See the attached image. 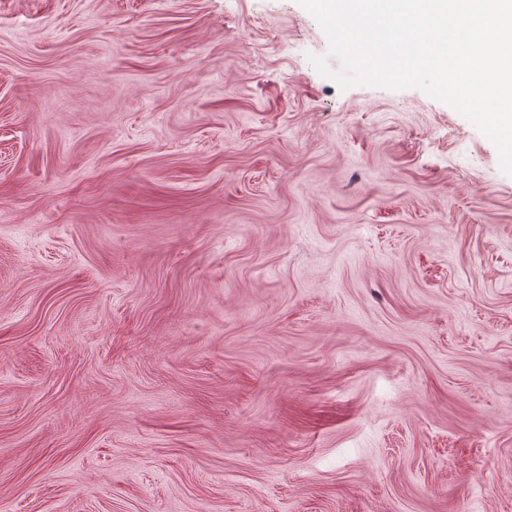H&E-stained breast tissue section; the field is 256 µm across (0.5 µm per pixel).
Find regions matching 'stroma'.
I'll return each instance as SVG.
<instances>
[{"label":"stroma","mask_w":512,"mask_h":512,"mask_svg":"<svg viewBox=\"0 0 512 512\" xmlns=\"http://www.w3.org/2000/svg\"><path fill=\"white\" fill-rule=\"evenodd\" d=\"M328 49L0 0V512H512V175Z\"/></svg>","instance_id":"1"}]
</instances>
